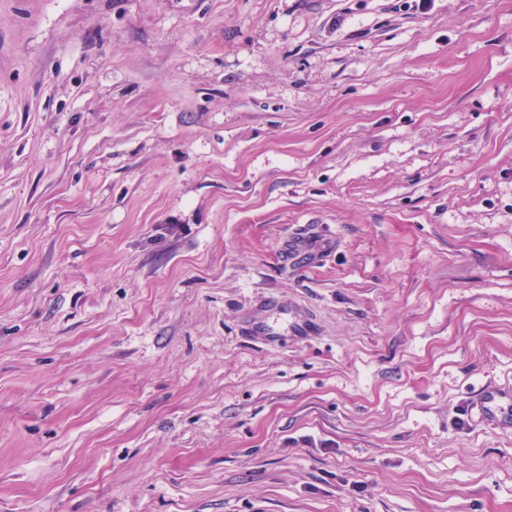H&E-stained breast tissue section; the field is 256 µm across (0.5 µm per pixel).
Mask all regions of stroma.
<instances>
[{"mask_svg": "<svg viewBox=\"0 0 512 512\" xmlns=\"http://www.w3.org/2000/svg\"><path fill=\"white\" fill-rule=\"evenodd\" d=\"M486 385L512 0H0V512H512Z\"/></svg>", "mask_w": 512, "mask_h": 512, "instance_id": "35a3bbf8", "label": "stroma"}]
</instances>
